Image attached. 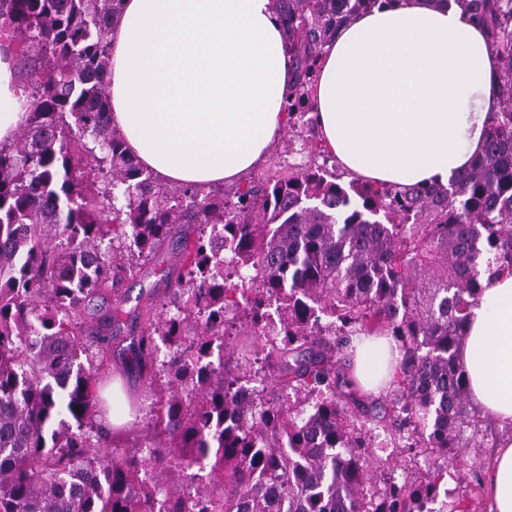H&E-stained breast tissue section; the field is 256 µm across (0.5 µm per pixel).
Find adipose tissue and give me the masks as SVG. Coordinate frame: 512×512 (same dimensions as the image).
Segmentation results:
<instances>
[{
  "mask_svg": "<svg viewBox=\"0 0 512 512\" xmlns=\"http://www.w3.org/2000/svg\"><path fill=\"white\" fill-rule=\"evenodd\" d=\"M111 124L164 183L240 182L288 122L293 63L276 0H124L108 33ZM14 51L0 46V145L25 120ZM487 31L459 0H392L341 26L313 89L323 148L348 178L376 185L447 184L484 146L500 109ZM364 390L392 381L385 338L356 342ZM459 356L472 399L512 425V273L483 280ZM512 512V438L488 483Z\"/></svg>",
  "mask_w": 512,
  "mask_h": 512,
  "instance_id": "obj_1",
  "label": "adipose tissue"
}]
</instances>
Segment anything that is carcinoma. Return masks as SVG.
Masks as SVG:
<instances>
[{
  "instance_id": "1",
  "label": "carcinoma",
  "mask_w": 512,
  "mask_h": 512,
  "mask_svg": "<svg viewBox=\"0 0 512 512\" xmlns=\"http://www.w3.org/2000/svg\"><path fill=\"white\" fill-rule=\"evenodd\" d=\"M122 2L0 0L28 81L0 147V512H426L442 470L399 484L377 451L456 452L494 423L471 407L459 349L481 279L512 272V0H459L487 29L502 109L448 185L346 182L304 139L308 162L228 192L162 185L111 126ZM389 2L276 0L294 135L316 130L324 45ZM173 238L183 256L159 304L131 315L155 397L144 459L98 422L103 360L84 336L97 299L113 296L112 322L126 314L125 283ZM371 334L399 352L377 404L347 372Z\"/></svg>"
}]
</instances>
